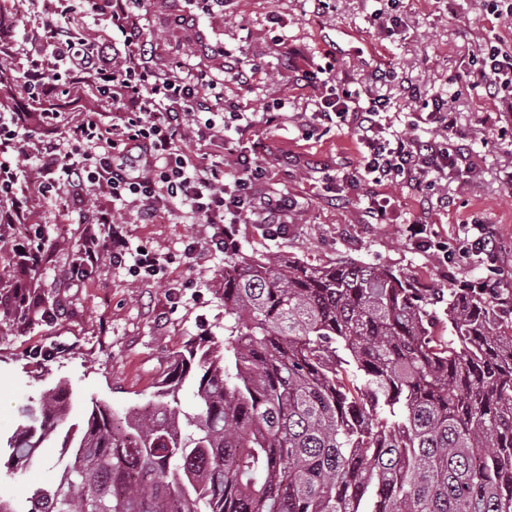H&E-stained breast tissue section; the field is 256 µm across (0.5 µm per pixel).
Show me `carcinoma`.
Wrapping results in <instances>:
<instances>
[{"mask_svg": "<svg viewBox=\"0 0 512 512\" xmlns=\"http://www.w3.org/2000/svg\"><path fill=\"white\" fill-rule=\"evenodd\" d=\"M21 88L0 70L3 103ZM224 340L172 354L154 400L91 401L62 432L57 385L18 408L4 466L63 438L40 512H512V321L385 266L231 258ZM193 388V412L180 392Z\"/></svg>", "mask_w": 512, "mask_h": 512, "instance_id": "obj_1", "label": "carcinoma"}]
</instances>
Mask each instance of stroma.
I'll use <instances>...</instances> for the list:
<instances>
[{
  "mask_svg": "<svg viewBox=\"0 0 512 512\" xmlns=\"http://www.w3.org/2000/svg\"><path fill=\"white\" fill-rule=\"evenodd\" d=\"M320 16L308 0H228L224 12L202 18L208 40L224 45L244 60L262 62L263 85L283 95L287 105L278 127L256 128L269 151L264 157L268 177L256 187L258 196L287 190L294 201L286 233L265 224L238 227L240 253L259 256L284 253L312 265L354 259L387 266L412 277L422 288H456L483 282L512 291V112H501L483 88L470 84L467 73L487 45L512 41V20L495 18L489 0H327ZM178 0H151L147 32L158 66L169 65L185 31L169 22ZM401 17L399 28L388 29L374 11ZM287 20L288 40L308 59H321L336 49L331 73L337 87L371 89L388 105L385 124L401 129L424 101L442 96L463 134L465 150L438 187L439 196L453 198L423 206L424 194L407 184L362 183L345 197L332 199L336 176L358 160L352 134L326 123L313 136L301 126L313 112L315 92L293 85L291 73L270 52L272 17ZM40 16L28 14L0 26V41L10 49L0 53V67L21 71L26 59L25 37L38 27ZM391 63L397 78L372 85L376 65ZM421 90L409 98L406 83ZM56 111L80 120L110 111L93 87L79 93H52ZM386 199L388 217L374 223L367 215L370 200ZM89 211H69L61 202L34 197L27 221L6 228L7 236L24 237L29 225L55 224L59 230L47 243L49 258L35 276L45 304L57 315L49 323L18 324L0 312V434L10 435L18 405L57 384L73 394L70 420L82 422L90 401L124 411L150 400L173 352L195 339L224 334V273L222 255L204 254L187 264L179 254L187 238L207 241L211 230L186 216L165 224H141L135 210L125 219L131 243L167 257L157 279L132 283L126 270L102 265L84 288H67L63 276L72 265L76 237ZM428 224L434 241L456 245L467 225L480 222L496 233L494 262L454 258L441 266L436 254L415 247L406 227ZM62 468V451L45 448L37 465L14 472L0 470V496L11 499L19 512H32L34 492L55 483Z\"/></svg>",
  "mask_w": 512,
  "mask_h": 512,
  "instance_id": "1",
  "label": "stroma"
}]
</instances>
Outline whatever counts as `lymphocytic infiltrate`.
<instances>
[{"mask_svg": "<svg viewBox=\"0 0 512 512\" xmlns=\"http://www.w3.org/2000/svg\"><path fill=\"white\" fill-rule=\"evenodd\" d=\"M147 13L148 0H66L64 6L43 8L41 29L28 40L30 65L19 75L25 90L41 101L60 82L73 87L91 79L112 110L69 122L50 109L0 112V201L5 204L0 223L14 224L33 194L45 198L65 194L73 208L93 213L91 224L80 232L77 259L64 279L68 288L89 280L105 260L138 281L157 275L161 257L132 247L120 207H135L143 224L173 216L176 206L188 208L212 230L206 242L187 240L183 256L188 260L204 249L234 253L241 224H266L281 231L293 208L284 190L256 198L254 186L265 175L264 145L257 142L243 151L235 139L256 122L270 126L275 121L270 113L249 112L239 103L241 97L260 92L255 81L260 63L237 59L225 64L218 76L191 71L179 57L166 68L156 67L143 23ZM88 17L108 21L115 38L77 34L75 23ZM270 51L290 64L295 82L317 87L313 120L334 123L355 136L360 160L340 177V189L365 180L431 189L454 166L457 124L441 105L416 113L409 131L399 132L380 119L385 100L364 99L328 84L332 51H325L324 63L299 65V52L281 29L275 30ZM473 83L494 100L503 89L512 88V46L502 42L488 46ZM228 84L236 87L237 97L225 96L223 88ZM60 125L66 128L64 136L53 138ZM423 125L435 126L436 136L419 137L417 130ZM22 127L49 139L34 173L28 175L16 163L17 157L28 153V140L18 133ZM188 137L224 152V159L206 162L186 152L183 142ZM101 187L111 203L100 201ZM46 233V226H36L26 241L12 245L19 278L0 293V307L30 322L56 316L55 310L44 307L30 282L47 261Z\"/></svg>", "mask_w": 512, "mask_h": 512, "instance_id": "f902f5d3", "label": "lymphocytic infiltrate"}]
</instances>
